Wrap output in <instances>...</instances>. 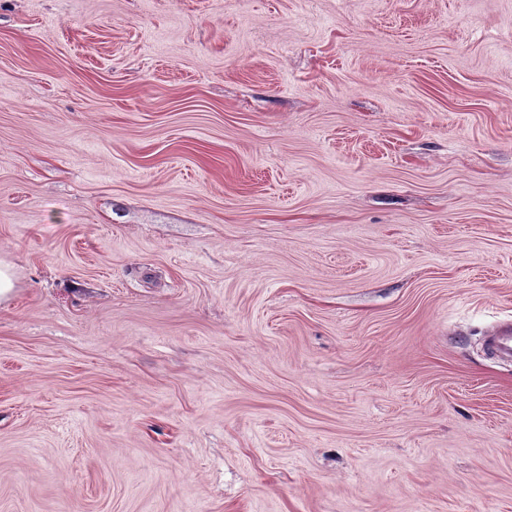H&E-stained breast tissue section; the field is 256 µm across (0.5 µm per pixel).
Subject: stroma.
I'll return each instance as SVG.
<instances>
[{"label":"stroma","instance_id":"stroma-1","mask_svg":"<svg viewBox=\"0 0 512 512\" xmlns=\"http://www.w3.org/2000/svg\"><path fill=\"white\" fill-rule=\"evenodd\" d=\"M0 512H512V0H0Z\"/></svg>","mask_w":512,"mask_h":512}]
</instances>
